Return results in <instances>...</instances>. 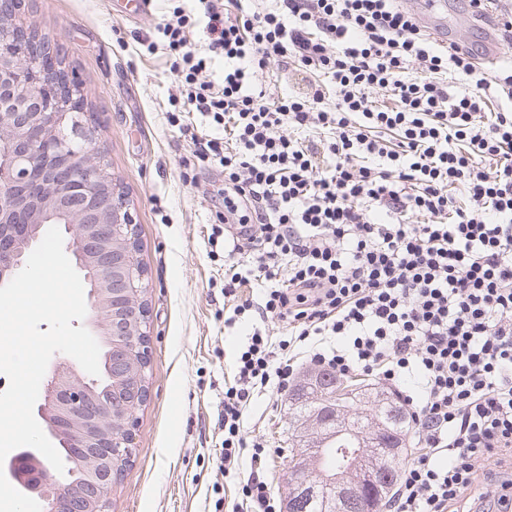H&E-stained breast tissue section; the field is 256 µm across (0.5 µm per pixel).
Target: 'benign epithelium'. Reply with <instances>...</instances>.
I'll return each mask as SVG.
<instances>
[{"label":"benign epithelium","instance_id":"benign-epithelium-1","mask_svg":"<svg viewBox=\"0 0 512 512\" xmlns=\"http://www.w3.org/2000/svg\"><path fill=\"white\" fill-rule=\"evenodd\" d=\"M26 0H0V284L24 268L57 224L88 288L93 335L102 350L100 375L79 376L59 360L37 413L55 447L67 454L66 473L50 472L44 456L24 448L3 470L45 512H106V491L134 444V415L148 396V308L145 271L137 265L136 225L126 195L90 135V89L61 58V49L21 20ZM139 337L140 359L127 339ZM367 448L398 459L405 438L369 436ZM335 470H290L283 512L318 501L322 512H381L398 470H372L361 450L340 448Z\"/></svg>","mask_w":512,"mask_h":512}]
</instances>
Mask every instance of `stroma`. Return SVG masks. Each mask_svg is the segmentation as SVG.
Instances as JSON below:
<instances>
[{"label":"stroma","mask_w":512,"mask_h":512,"mask_svg":"<svg viewBox=\"0 0 512 512\" xmlns=\"http://www.w3.org/2000/svg\"><path fill=\"white\" fill-rule=\"evenodd\" d=\"M176 0H29L28 23L59 41L63 59L88 83L97 146L128 194L138 228V258L148 282L149 395L135 414L130 461L108 495V512H231L249 458L224 471L216 452L224 392L234 357L251 330L228 328L235 302L258 288L224 294V249L212 246L224 224V170L204 165L170 125L178 83L168 58L149 54L156 27ZM288 395L265 390L243 414L246 441L268 446L262 470L276 496L286 491L297 437Z\"/></svg>","instance_id":"stroma-1"}]
</instances>
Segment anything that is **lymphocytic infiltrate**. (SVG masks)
<instances>
[{"label": "lymphocytic infiltrate", "instance_id": "f902f5d3", "mask_svg": "<svg viewBox=\"0 0 512 512\" xmlns=\"http://www.w3.org/2000/svg\"><path fill=\"white\" fill-rule=\"evenodd\" d=\"M158 32L148 48L170 58L185 114L214 129L181 132L223 168L241 216L224 292L261 289L224 320L260 323L224 392L221 462L267 457L246 445L243 411L255 390L290 391L306 362L398 390L422 451L396 512H472L477 494L503 506L512 478L481 481L476 464L512 454V64L487 74L397 0H197ZM273 65L308 75L305 89L270 100L259 75ZM269 320L287 338L272 342Z\"/></svg>", "mask_w": 512, "mask_h": 512}]
</instances>
